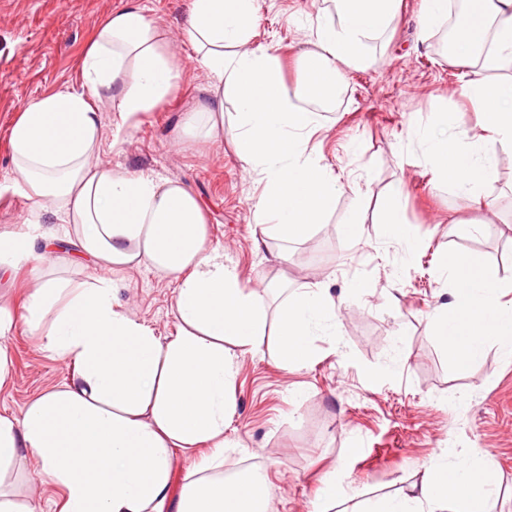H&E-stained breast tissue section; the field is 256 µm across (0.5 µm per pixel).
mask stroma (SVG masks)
Segmentation results:
<instances>
[{
	"label": "stroma",
	"instance_id": "stroma-1",
	"mask_svg": "<svg viewBox=\"0 0 512 512\" xmlns=\"http://www.w3.org/2000/svg\"><path fill=\"white\" fill-rule=\"evenodd\" d=\"M165 35L179 66L178 90L154 111L141 113L113 140L120 114L103 111L99 163L155 171L180 181L198 197L208 220L210 243L236 266L243 286L285 282L297 292L327 282L338 306L337 333L313 341L311 362L284 370L273 347L242 358L230 396L235 403L224 435L233 446L225 470L261 475L269 487V512H315L328 476L344 490L338 512L352 500L398 492L419 465L450 462L462 452L490 449L499 495L496 512H512V359L498 346L460 372L430 334L435 309L448 300L446 256L480 254L491 274L512 283V149L498 151L494 177L483 196L494 198L491 232L475 238L449 234L446 216L470 221L479 213L441 182L427 164L415 135L450 113L454 130L477 116L461 95L462 78L448 67L443 31L422 37V0H403L393 32L373 40L371 62L346 71L334 106L315 137L322 159L338 182L353 183L336 199L328 223L298 240L267 239L254 247L251 206L261 193L246 177L230 138L183 139L181 124L199 100L212 93L208 71L191 57L186 35L191 0H140ZM126 0H0V236L20 233L34 204L11 190L14 179L8 131L31 99L79 84L80 60L108 14ZM321 0H259L253 44L275 45L287 79L309 38ZM400 185L401 217L419 248L383 237L378 206ZM359 208L358 240L339 234L346 213ZM61 238L66 224L45 214ZM92 267L78 263L72 245L17 262L0 277V306L22 314L39 276L81 281ZM116 297L129 313L167 336L177 328L174 286L151 267L113 272ZM362 282L367 293H351ZM11 378L0 388V413L22 415L39 395L69 377L65 360L50 356L40 337L16 324L7 338ZM0 489L30 502L36 512H59L57 487L36 465L9 476Z\"/></svg>",
	"mask_w": 512,
	"mask_h": 512
}]
</instances>
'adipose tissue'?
<instances>
[{
	"label": "adipose tissue",
	"mask_w": 512,
	"mask_h": 512,
	"mask_svg": "<svg viewBox=\"0 0 512 512\" xmlns=\"http://www.w3.org/2000/svg\"><path fill=\"white\" fill-rule=\"evenodd\" d=\"M287 81L278 48L251 46L258 0H192L187 36L214 79L212 99L187 113L183 134L231 133L245 172L262 193L252 206L261 237L297 240L325 223L344 187L311 143L322 113L305 108L317 93L334 99L344 71L370 62V43L399 16L401 0H325ZM449 67L465 78L462 94L480 114L473 132H419L427 163L475 210L496 164L512 144V76L489 84L483 72L512 64V0H470ZM79 86L25 104L8 135L15 181L31 200L49 203L70 228V241L98 276L48 278L33 288L22 316L0 307V341L16 321L42 334L43 346L73 367L62 386L34 400L22 417L0 414V480L35 460L62 494L60 512H265L264 479L217 478L224 467L228 393L239 357L275 342L283 369L311 361L313 340L336 333V302L324 283L307 285L277 308L246 289L224 252L209 243L206 215L181 182L148 171L95 163L102 101L123 122L153 111L178 87L179 70L162 34L138 0L113 12L88 44ZM236 108L224 127V104ZM24 233L0 237V265L52 241L42 215ZM149 266L175 286L179 326L159 337L116 303L109 273ZM449 301L431 332L464 369L491 344L512 357V303L482 257L450 255ZM208 450L172 499L176 451ZM498 487L486 456L458 454L454 464H423L410 489L351 512H494Z\"/></svg>",
	"instance_id": "1"
}]
</instances>
